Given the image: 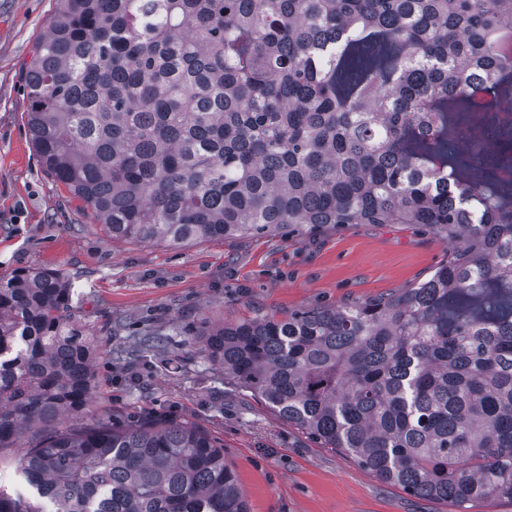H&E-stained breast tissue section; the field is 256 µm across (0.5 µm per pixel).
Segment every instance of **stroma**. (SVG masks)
<instances>
[{
    "mask_svg": "<svg viewBox=\"0 0 512 512\" xmlns=\"http://www.w3.org/2000/svg\"><path fill=\"white\" fill-rule=\"evenodd\" d=\"M55 10L56 0H0V275L64 272L74 319L95 343L93 415L177 421L215 437L250 512H449L226 385L196 343L207 327L400 291L426 278L448 245L412 224L178 248L112 239L46 174L26 124L25 67ZM149 333L163 337L151 373L126 356Z\"/></svg>",
    "mask_w": 512,
    "mask_h": 512,
    "instance_id": "35a3bbf8",
    "label": "stroma"
}]
</instances>
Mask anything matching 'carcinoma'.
I'll return each mask as SVG.
<instances>
[{"instance_id":"carcinoma-1","label":"carcinoma","mask_w":512,"mask_h":512,"mask_svg":"<svg viewBox=\"0 0 512 512\" xmlns=\"http://www.w3.org/2000/svg\"><path fill=\"white\" fill-rule=\"evenodd\" d=\"M25 69L45 172L108 236L415 224L452 243L410 288L203 329L199 352L413 496L512 503V199L476 95L512 90V0H57ZM0 512H249L191 426H84L95 348L53 268L0 276Z\"/></svg>"}]
</instances>
